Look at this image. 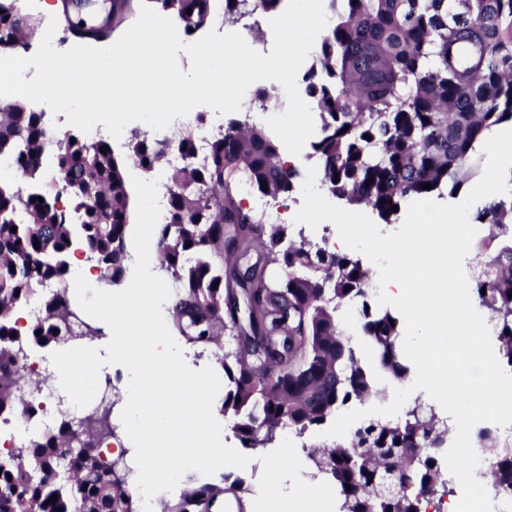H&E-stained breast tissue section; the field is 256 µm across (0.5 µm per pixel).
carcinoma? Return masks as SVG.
Masks as SVG:
<instances>
[{
	"label": "carcinoma",
	"mask_w": 512,
	"mask_h": 512,
	"mask_svg": "<svg viewBox=\"0 0 512 512\" xmlns=\"http://www.w3.org/2000/svg\"><path fill=\"white\" fill-rule=\"evenodd\" d=\"M131 0H112V20L81 26L82 39L109 36ZM199 31L216 4L235 23L278 7L274 0H148ZM331 23L301 77L321 121L311 144L321 183L336 199L365 205L385 223L392 207L434 194L458 195L483 159L479 151L498 126L512 125V0H325ZM192 13H186V10ZM20 25L16 0H0V47H16L41 19ZM245 108L224 124L196 160L193 136L174 141L134 131L128 155L149 174L163 167L172 147L190 165L166 168L168 221L157 230L160 259L176 285L174 326L193 344H208L228 329L235 348L224 354V413L237 422L243 447L263 448L277 433L301 435L353 401L377 394L352 344L371 346L378 369L397 380L409 367L400 348V320L372 304L369 275L359 258L330 252L260 211L244 210L243 188L272 199L292 189L297 168ZM370 138H364V135ZM108 147L103 152L101 148ZM0 157L14 161L24 188L0 182V417L31 420L22 405L21 362L28 345L59 344L78 317L68 298L70 255L94 259L104 277L127 272L132 224L123 162L99 138L59 134L43 113L18 102L0 112ZM373 182H368V179ZM266 185H261V182ZM431 184L425 189L423 185ZM72 203L60 205L62 197ZM42 201H37V198ZM489 236L477 248L471 300L494 326L501 362L512 369V198L492 200L477 213ZM223 255V265L212 261ZM59 286L43 293L44 283ZM39 303L45 317L22 331L17 309ZM355 306L357 325L340 310ZM476 438L486 461L484 478L500 495L512 493V445L491 429ZM103 433L76 435L62 420L48 431L0 451V512H134L126 484L114 483L113 462L100 452ZM448 423L415 400L396 421L368 420L342 440L308 457L336 486L337 512H425L453 493L439 453ZM90 448L74 453L73 448ZM230 484L205 482L161 512H203ZM351 489H346V486ZM57 496L54 503L49 502Z\"/></svg>",
	"instance_id": "1"
}]
</instances>
